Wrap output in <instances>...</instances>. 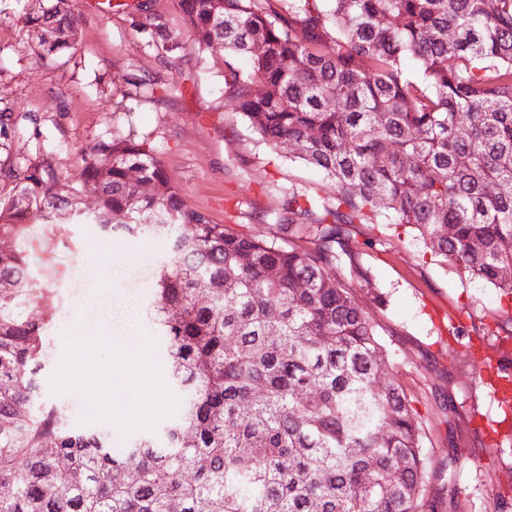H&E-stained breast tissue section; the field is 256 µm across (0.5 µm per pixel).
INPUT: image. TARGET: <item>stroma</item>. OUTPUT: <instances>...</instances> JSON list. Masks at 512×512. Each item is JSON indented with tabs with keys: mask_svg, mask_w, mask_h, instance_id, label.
I'll return each mask as SVG.
<instances>
[{
	"mask_svg": "<svg viewBox=\"0 0 512 512\" xmlns=\"http://www.w3.org/2000/svg\"><path fill=\"white\" fill-rule=\"evenodd\" d=\"M25 8V0H0V110L14 120L0 137V165L22 171L48 159L61 180L71 181L83 150L98 140L146 135L189 208L260 238L277 232L282 188L329 195L319 171L290 150L269 151L225 98L224 54L199 50L178 0H132L109 15L75 0L76 42L49 59L36 53ZM137 14L161 17L180 44L176 57L148 47L132 22ZM144 82L155 89L151 101L130 115L116 111ZM355 241L385 302L371 303L361 290L356 298L376 324L424 429L433 468L428 494L453 501V512H512V439L485 450L473 417L493 421L498 410L480 380L456 366L462 345L494 325L498 293L434 261L407 226L371 224ZM29 249L34 274L48 283L39 311L52 318L44 391L71 405L75 425L112 429L109 394L98 397L102 411L90 417L83 402L91 390H75L61 376L78 368L87 349H95L103 368L135 349L166 380V344L147 307L155 269L171 257L168 244L150 235L107 240L97 225L77 224L64 248L51 227L36 224Z\"/></svg>",
	"mask_w": 512,
	"mask_h": 512,
	"instance_id": "stroma-1",
	"label": "stroma"
}]
</instances>
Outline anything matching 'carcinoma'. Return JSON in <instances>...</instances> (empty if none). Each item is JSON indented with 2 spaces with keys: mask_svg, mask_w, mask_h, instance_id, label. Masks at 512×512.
<instances>
[{
  "mask_svg": "<svg viewBox=\"0 0 512 512\" xmlns=\"http://www.w3.org/2000/svg\"><path fill=\"white\" fill-rule=\"evenodd\" d=\"M33 2L40 56L71 48V0ZM284 2L179 0L259 139L331 182L283 189L275 237L187 208L146 140L97 141L70 184L49 160L0 168V512H437L421 423L336 270L381 300L354 232L391 220L512 297V0ZM136 26L179 49L158 18ZM35 217L169 243L150 311L181 408L123 448L41 392Z\"/></svg>",
  "mask_w": 512,
  "mask_h": 512,
  "instance_id": "1",
  "label": "carcinoma"
}]
</instances>
